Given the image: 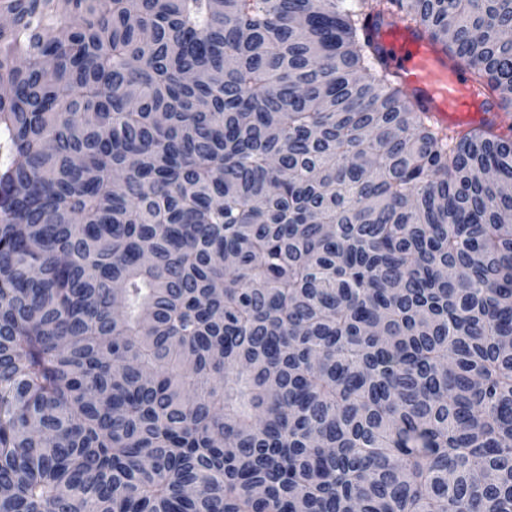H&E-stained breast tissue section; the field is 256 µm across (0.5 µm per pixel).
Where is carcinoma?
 <instances>
[{
    "mask_svg": "<svg viewBox=\"0 0 512 512\" xmlns=\"http://www.w3.org/2000/svg\"><path fill=\"white\" fill-rule=\"evenodd\" d=\"M0 512H512V0H0ZM368 28L401 85L437 120L445 125L460 124L461 130L478 122L505 123L497 101L491 102L488 112L468 118L478 101L476 89L425 36H416L397 25L378 29L370 22Z\"/></svg>",
    "mask_w": 512,
    "mask_h": 512,
    "instance_id": "cac0c4a2",
    "label": "carcinoma"
}]
</instances>
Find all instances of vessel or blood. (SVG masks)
<instances>
[{
  "instance_id": "vessel-or-blood-1",
  "label": "vessel or blood",
  "mask_w": 512,
  "mask_h": 512,
  "mask_svg": "<svg viewBox=\"0 0 512 512\" xmlns=\"http://www.w3.org/2000/svg\"><path fill=\"white\" fill-rule=\"evenodd\" d=\"M373 36L404 89L437 120L464 128L473 120L503 123L498 102H491L487 111L473 113L474 87L425 36L397 25L374 29Z\"/></svg>"
}]
</instances>
